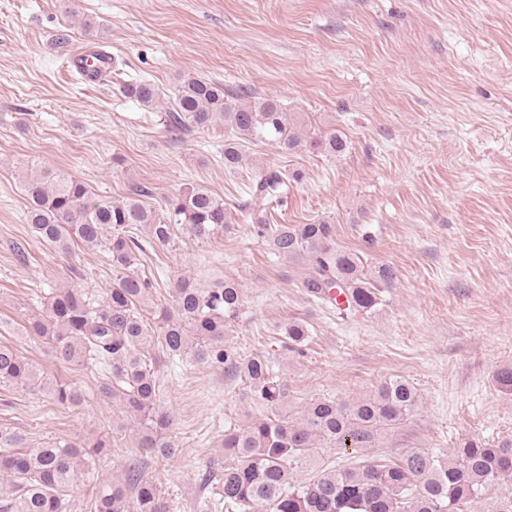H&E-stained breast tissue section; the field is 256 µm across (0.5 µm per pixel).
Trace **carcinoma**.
Masks as SVG:
<instances>
[{
    "label": "carcinoma",
    "instance_id": "carcinoma-1",
    "mask_svg": "<svg viewBox=\"0 0 512 512\" xmlns=\"http://www.w3.org/2000/svg\"><path fill=\"white\" fill-rule=\"evenodd\" d=\"M122 90L145 107L161 106L158 90L147 80L126 83ZM231 97L221 83L185 75L173 101L164 107L165 127L178 137L218 122L229 126L234 133L224 141V168L229 171L242 166L247 144L268 142L285 154L302 145L291 114L277 99L258 97L240 103ZM315 145L333 156L347 147L335 132ZM300 177L286 166L260 171L251 178L250 198L241 216L269 241L274 253L308 256L312 271L301 287L310 296L320 300L334 291L342 298L341 311L371 310L396 282L391 266L370 271L357 253L333 247V224L271 223L274 208L287 202L290 187ZM23 187L29 199L26 220L38 239L63 255L74 243L100 249L109 255L115 276L112 288L101 296L63 288L40 298V308L23 330L45 341L58 363L77 364L99 375L100 393L122 400L133 413L139 453L167 459L178 451L167 433L172 420L159 408L160 382L146 360L156 349L173 362L189 358L224 367L266 406L264 417L224 431L219 490L226 512H467L486 488L512 480V437L492 445L469 440L446 458L411 451L398 460L364 458L299 477L322 446L353 451L376 447L384 430L415 411V388L394 377L349 403L314 400L292 417L286 410L287 387L267 358L243 359L224 345L241 312L237 282L201 287L183 277L171 288L170 307L155 319L147 317L153 284L135 271L138 253L145 251L135 231L145 228L155 246L169 244L178 224L198 240L209 239L227 220L224 199L207 188L184 187L160 213L147 205L148 192L138 186L116 199L92 193L75 177L32 167L24 175ZM284 336L290 346L300 347L309 330L293 322ZM0 386L45 392L63 406L78 407L84 401L77 387L48 377L5 344H0ZM109 448L98 437L29 448L21 435L1 430L0 476L11 490L0 500V512H64L68 486L81 471L95 474L97 458ZM92 509L167 512V505L142 462L136 461L128 465L123 479L98 484Z\"/></svg>",
    "mask_w": 512,
    "mask_h": 512
}]
</instances>
